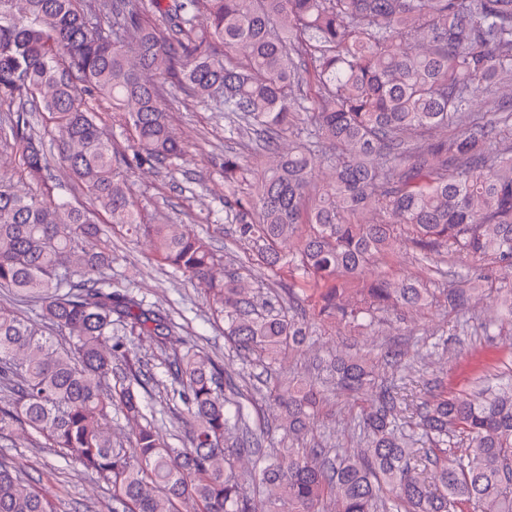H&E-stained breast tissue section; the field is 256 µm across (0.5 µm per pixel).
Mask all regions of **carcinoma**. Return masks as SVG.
Masks as SVG:
<instances>
[{"mask_svg":"<svg viewBox=\"0 0 512 512\" xmlns=\"http://www.w3.org/2000/svg\"><path fill=\"white\" fill-rule=\"evenodd\" d=\"M167 79L222 102L267 157L243 198L246 167L224 155V208L270 276L288 274L299 313L271 301L255 313L243 280L214 276L210 241L141 222L125 172L183 153L161 104ZM508 80L512 0H0V102L18 104L0 121V146L41 186L32 195L0 179V292L41 312L31 321L0 307V440L21 432L95 473L112 512H456L462 502L512 512V388L450 394L436 383L411 400L364 359L338 356L326 366L336 387L368 395L364 448L334 461L328 448H272L261 469L239 472L234 460L259 447L241 392L182 339L169 368L183 441L170 443L141 407L152 377L138 370L114 385L112 373L143 336L169 349L176 325L112 286V237L100 227L104 214L147 239L209 294L243 355L272 361L315 321L362 334L384 313L436 302V289L379 270L406 245L427 259L469 258L463 275L437 267L448 305L467 309L485 284L512 326V110L496 99ZM479 90L492 111H472ZM99 100L132 132V155L114 150ZM31 112L52 120L59 162L90 206L54 194ZM448 128L456 135H432ZM116 324L126 339L112 338ZM264 398L283 437L308 431L312 385ZM119 407L139 420L126 446L112 442ZM0 512H55L4 455Z\"/></svg>","mask_w":512,"mask_h":512,"instance_id":"cac0c4a2","label":"carcinoma"}]
</instances>
